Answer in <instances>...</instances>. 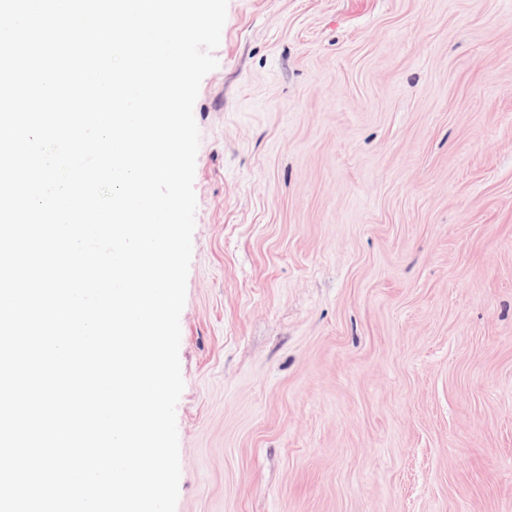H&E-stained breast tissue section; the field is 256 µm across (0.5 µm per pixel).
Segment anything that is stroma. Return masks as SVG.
<instances>
[{
  "instance_id": "35a3bbf8",
  "label": "stroma",
  "mask_w": 512,
  "mask_h": 512,
  "mask_svg": "<svg viewBox=\"0 0 512 512\" xmlns=\"http://www.w3.org/2000/svg\"><path fill=\"white\" fill-rule=\"evenodd\" d=\"M214 55L176 512H512V0H228Z\"/></svg>"
}]
</instances>
